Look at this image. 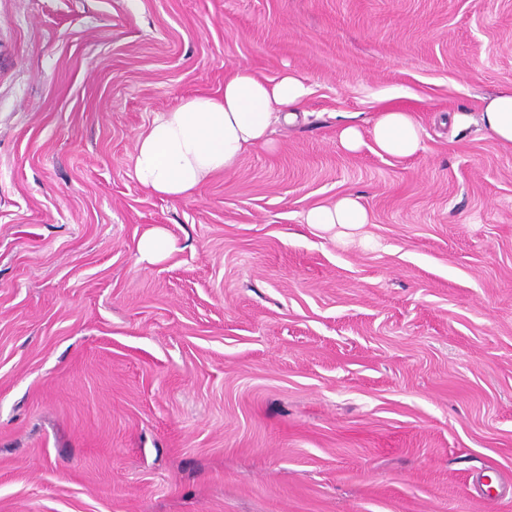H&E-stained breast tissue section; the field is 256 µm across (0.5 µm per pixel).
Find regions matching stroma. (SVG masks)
<instances>
[{
	"instance_id": "stroma-1",
	"label": "stroma",
	"mask_w": 512,
	"mask_h": 512,
	"mask_svg": "<svg viewBox=\"0 0 512 512\" xmlns=\"http://www.w3.org/2000/svg\"><path fill=\"white\" fill-rule=\"evenodd\" d=\"M240 66L305 119L144 190L138 136ZM506 86L512 0H0V512H512ZM389 108L421 151L339 146ZM481 122L499 143L512 146V87L488 100L481 112ZM357 115H340L341 122L337 128V139L340 147L350 153L358 152L365 144L362 127L356 121ZM304 223L321 231L342 230L339 235H350L363 224L369 223L366 209L352 196H344L329 205H319L309 209L304 215ZM170 251V241L161 228H153L142 235L137 244L139 260L156 262Z\"/></svg>"
}]
</instances>
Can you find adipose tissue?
<instances>
[{
    "instance_id": "obj_1",
    "label": "adipose tissue",
    "mask_w": 512,
    "mask_h": 512,
    "mask_svg": "<svg viewBox=\"0 0 512 512\" xmlns=\"http://www.w3.org/2000/svg\"><path fill=\"white\" fill-rule=\"evenodd\" d=\"M308 94L294 73L276 80L236 68L224 81V96H194L158 114L136 143L133 175L149 193L178 199L197 193L215 174L232 170L247 151L272 146L276 126L294 116ZM483 127L499 143L512 146V87L486 103ZM371 135L377 154L406 158L422 148L421 128L412 113L388 110L374 119ZM369 216L358 199L345 196L309 209L304 222L349 235Z\"/></svg>"
}]
</instances>
